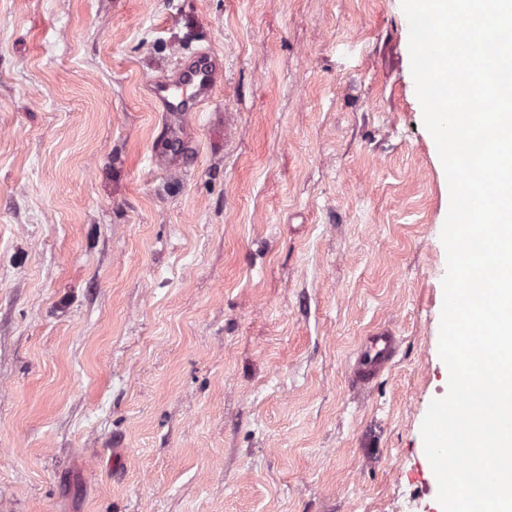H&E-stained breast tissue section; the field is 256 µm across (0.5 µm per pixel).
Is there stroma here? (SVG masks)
<instances>
[{
    "instance_id": "stroma-1",
    "label": "stroma",
    "mask_w": 512,
    "mask_h": 512,
    "mask_svg": "<svg viewBox=\"0 0 512 512\" xmlns=\"http://www.w3.org/2000/svg\"><path fill=\"white\" fill-rule=\"evenodd\" d=\"M408 41L401 0H0V512H439ZM198 49L175 141L151 81ZM395 351L392 333L380 331L366 336L351 368L353 381L364 387L368 385L393 359Z\"/></svg>"
}]
</instances>
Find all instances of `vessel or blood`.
<instances>
[{"mask_svg": "<svg viewBox=\"0 0 512 512\" xmlns=\"http://www.w3.org/2000/svg\"><path fill=\"white\" fill-rule=\"evenodd\" d=\"M216 87L215 72L199 54L186 61L178 76H160L153 82V93L164 105L168 130H179L190 113L207 104ZM396 340L392 333L380 331L364 339L352 366V378L358 385H368L393 359Z\"/></svg>", "mask_w": 512, "mask_h": 512, "instance_id": "obj_1", "label": "vessel or blood"}]
</instances>
